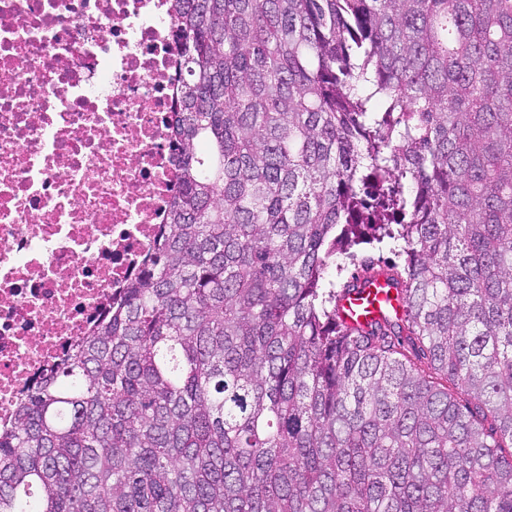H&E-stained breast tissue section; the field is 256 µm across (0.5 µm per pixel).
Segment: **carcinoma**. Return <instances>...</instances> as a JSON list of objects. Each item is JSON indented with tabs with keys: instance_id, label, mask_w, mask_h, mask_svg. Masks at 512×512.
I'll list each match as a JSON object with an SVG mask.
<instances>
[{
	"instance_id": "obj_1",
	"label": "carcinoma",
	"mask_w": 512,
	"mask_h": 512,
	"mask_svg": "<svg viewBox=\"0 0 512 512\" xmlns=\"http://www.w3.org/2000/svg\"><path fill=\"white\" fill-rule=\"evenodd\" d=\"M174 3L167 220L0 512H512V0ZM341 257L404 314L348 325Z\"/></svg>"
}]
</instances>
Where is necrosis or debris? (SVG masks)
<instances>
[{
    "label": "necrosis or debris",
    "mask_w": 512,
    "mask_h": 512,
    "mask_svg": "<svg viewBox=\"0 0 512 512\" xmlns=\"http://www.w3.org/2000/svg\"><path fill=\"white\" fill-rule=\"evenodd\" d=\"M169 0H0V421L150 251L174 185Z\"/></svg>",
    "instance_id": "1"
}]
</instances>
